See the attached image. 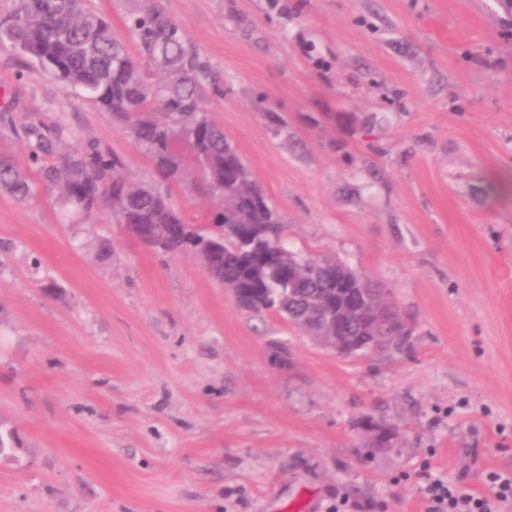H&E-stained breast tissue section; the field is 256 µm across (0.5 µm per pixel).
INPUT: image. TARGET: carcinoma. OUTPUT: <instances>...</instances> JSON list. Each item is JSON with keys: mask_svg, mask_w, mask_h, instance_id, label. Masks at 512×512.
<instances>
[{"mask_svg": "<svg viewBox=\"0 0 512 512\" xmlns=\"http://www.w3.org/2000/svg\"><path fill=\"white\" fill-rule=\"evenodd\" d=\"M126 28L130 43L87 0H19L12 14L0 18V45L22 55L28 71L70 85L110 113L145 150L161 180L180 184L202 164V187L218 203V230L186 223L169 195L127 181L120 159L96 146L53 159L52 135L36 127L34 173L0 157V189L20 201L33 197L39 184L55 189L64 205L87 221L106 205L120 222L148 225L153 233L148 248L154 252H191L214 280L239 289L241 308L273 313L303 332L326 324L323 310L310 302L337 287L363 290L377 300L375 320L382 334L396 337L398 351L407 349L411 330L397 305L373 292L378 281L286 246L276 208L224 129L209 118L204 92L220 78L181 27L154 0H141ZM150 69L163 80L152 83ZM301 261L306 270L298 281H288V267ZM335 316L343 350L350 353L372 321L355 316L339 293Z\"/></svg>", "mask_w": 512, "mask_h": 512, "instance_id": "cac0c4a2", "label": "carcinoma"}]
</instances>
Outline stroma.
I'll return each mask as SVG.
<instances>
[{
    "label": "stroma",
    "mask_w": 512,
    "mask_h": 512,
    "mask_svg": "<svg viewBox=\"0 0 512 512\" xmlns=\"http://www.w3.org/2000/svg\"><path fill=\"white\" fill-rule=\"evenodd\" d=\"M159 3L220 75L208 114L289 248L382 282L412 346L338 356L111 209L87 229L56 193L0 192V512H280L300 491L424 512L427 475L512 473V189L490 180L512 173V0ZM37 123L156 179L109 113L0 50V156L27 166ZM171 194L194 224L216 206ZM370 419L397 431L372 458Z\"/></svg>",
    "instance_id": "obj_1"
}]
</instances>
